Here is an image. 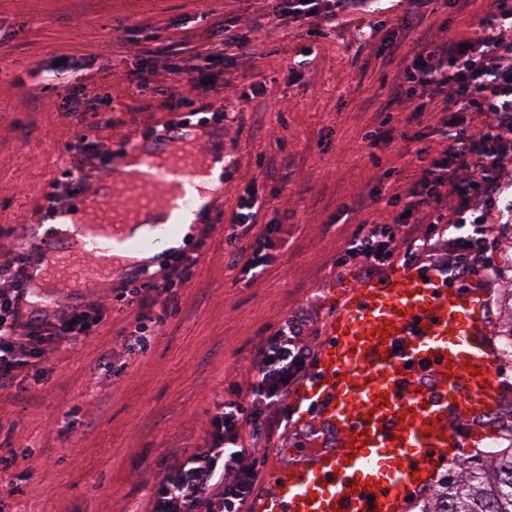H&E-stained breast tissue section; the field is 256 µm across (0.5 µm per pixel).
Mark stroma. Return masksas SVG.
<instances>
[{
  "instance_id": "obj_1",
  "label": "stroma",
  "mask_w": 512,
  "mask_h": 512,
  "mask_svg": "<svg viewBox=\"0 0 512 512\" xmlns=\"http://www.w3.org/2000/svg\"><path fill=\"white\" fill-rule=\"evenodd\" d=\"M487 7L475 0L459 11L437 0L433 13L412 17L407 0H378L375 12L338 15L315 40L274 13L271 0H0V29L11 34L0 44V249H11L13 227L55 226L50 195L76 208L61 177L65 146L76 136L118 153L132 135L222 104L224 152L237 161L224 175L215 228L179 290V308L146 352L129 354L123 330L134 312L104 285L83 293L109 306L99 333L50 356L22 388L0 390V512H143L159 463L197 448L225 387L251 380V351L268 328L304 311L307 343L323 347L340 292L360 277L355 269L337 273V254L361 221L391 219L381 202L340 213L382 176L364 134L385 117L409 114L391 103L389 81L415 46L404 41L390 56L383 40L408 22L437 37L469 36ZM224 23L252 42L233 57L231 81L199 85L188 91L189 105L172 110L132 82L150 35L191 47ZM306 47L315 59L297 66ZM61 60L75 69L59 80L50 69ZM255 85L263 88L256 97ZM105 96L118 120L109 129L96 116ZM249 188L262 202L256 222L280 230L277 261L246 283L224 263V226ZM495 250L492 275L475 279L493 352L507 320L500 300L512 288V227L500 225ZM112 363L123 372L112 374ZM479 430L452 458L435 461L429 480L447 474L449 460L512 444L502 421Z\"/></svg>"
}]
</instances>
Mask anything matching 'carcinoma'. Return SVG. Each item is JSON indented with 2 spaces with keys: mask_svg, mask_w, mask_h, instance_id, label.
<instances>
[{
  "mask_svg": "<svg viewBox=\"0 0 512 512\" xmlns=\"http://www.w3.org/2000/svg\"><path fill=\"white\" fill-rule=\"evenodd\" d=\"M454 474L429 488L417 512H512V448L486 455L484 463L453 466Z\"/></svg>",
  "mask_w": 512,
  "mask_h": 512,
  "instance_id": "1",
  "label": "carcinoma"
}]
</instances>
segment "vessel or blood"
Segmentation results:
<instances>
[{
	"instance_id": "obj_1",
	"label": "vessel or blood",
	"mask_w": 512,
	"mask_h": 512,
	"mask_svg": "<svg viewBox=\"0 0 512 512\" xmlns=\"http://www.w3.org/2000/svg\"><path fill=\"white\" fill-rule=\"evenodd\" d=\"M209 135L205 127L176 125L162 140L127 142L84 202L90 226L117 239L136 208L159 203L155 186L129 166L131 156L164 152L186 168ZM47 238L42 261L61 299H69L70 288L110 277L93 245L77 247L55 228ZM324 334L313 375L292 397L291 416L299 425L317 418L336 441L274 470L258 512H398L436 456L466 443L450 420L492 415L500 402L481 292L447 289L438 277L396 264L345 290ZM424 366L427 383L419 379Z\"/></svg>"
}]
</instances>
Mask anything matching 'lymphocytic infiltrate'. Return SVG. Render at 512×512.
<instances>
[{"label": "lymphocytic infiltrate", "mask_w": 512, "mask_h": 512, "mask_svg": "<svg viewBox=\"0 0 512 512\" xmlns=\"http://www.w3.org/2000/svg\"><path fill=\"white\" fill-rule=\"evenodd\" d=\"M368 0H286L307 34L321 36L322 23L348 9H366ZM417 51L404 58L392 86L393 98L410 114L400 126L370 134L372 147L399 144L412 156L414 171L405 189L375 186L373 195L394 216L390 223L363 221L336 259L337 268L355 267L372 276L395 262H424L445 282L464 284L495 264L497 227L512 223V180L503 164L512 158V0H491L473 35L436 41L405 26ZM214 41L192 47L175 71L187 84L210 80L201 58L222 61L227 47L246 48V39L214 32ZM438 133L446 145L426 141ZM258 198L239 199L234 223L225 225L226 265L250 280L274 263V224L254 221ZM425 225L417 233V225ZM31 256L26 247L0 261V389L13 386L48 355L61 352L106 322L98 302L33 308L26 287ZM196 257L170 255L143 278L124 282L116 298L136 311L134 349L147 347L179 303V290L192 275ZM308 317L286 316L254 347V370L247 386H229L203 431V444L185 459L166 464L151 488L146 512H245L255 494L265 457L258 445L278 436L288 409L285 401L315 365L306 344Z\"/></svg>", "instance_id": "1"}]
</instances>
